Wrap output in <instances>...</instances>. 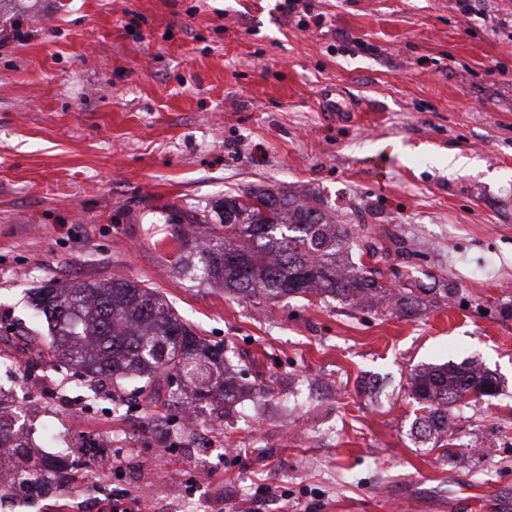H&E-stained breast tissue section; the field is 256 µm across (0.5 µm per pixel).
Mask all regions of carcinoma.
Wrapping results in <instances>:
<instances>
[{"label": "carcinoma", "mask_w": 512, "mask_h": 512, "mask_svg": "<svg viewBox=\"0 0 512 512\" xmlns=\"http://www.w3.org/2000/svg\"><path fill=\"white\" fill-rule=\"evenodd\" d=\"M192 223L208 230L180 242L173 270L190 280L224 289L242 298L320 301L343 305L384 303L409 316L420 307L448 298V285H419L401 293L383 281L379 265L389 249L380 246L367 225L342 224L305 194L273 187L242 190L224 197V223L212 225L205 212ZM362 239L359 252L351 246ZM34 309L52 333L55 356L80 371L89 385L105 380L181 376L190 382L191 402L234 401L241 385L226 375L224 348L207 343L155 289L124 276L78 285L40 288ZM34 347L38 338L23 323L0 326ZM410 395L423 409L410 428L421 445L446 459L460 455L448 447L449 413L472 392L493 398L499 392L494 373L464 364L425 366L409 379ZM0 468L11 483L37 486L66 472V467L35 457L12 416L0 407Z\"/></svg>", "instance_id": "cac0c4a2"}]
</instances>
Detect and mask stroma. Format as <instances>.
Wrapping results in <instances>:
<instances>
[{
	"label": "stroma",
	"mask_w": 512,
	"mask_h": 512,
	"mask_svg": "<svg viewBox=\"0 0 512 512\" xmlns=\"http://www.w3.org/2000/svg\"><path fill=\"white\" fill-rule=\"evenodd\" d=\"M0 0V324L31 289L116 275L155 288L265 395L221 418L169 388L90 396L47 348L0 339V406L36 451L81 462L0 512H512V0ZM252 186L315 196L400 253L394 283L454 295L384 307L268 301L178 277L176 234ZM464 361L443 461L410 435L409 376ZM386 378L372 402L361 379Z\"/></svg>",
	"instance_id": "obj_1"
}]
</instances>
